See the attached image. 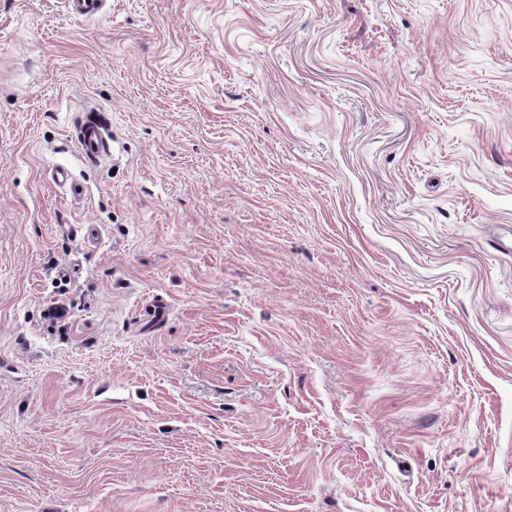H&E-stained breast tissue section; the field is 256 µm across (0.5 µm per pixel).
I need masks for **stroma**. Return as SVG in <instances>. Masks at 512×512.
<instances>
[{
    "instance_id": "35a3bbf8",
    "label": "stroma",
    "mask_w": 512,
    "mask_h": 512,
    "mask_svg": "<svg viewBox=\"0 0 512 512\" xmlns=\"http://www.w3.org/2000/svg\"><path fill=\"white\" fill-rule=\"evenodd\" d=\"M511 231L512 0H0V512H512ZM68 14L83 18H96L105 13V0H64ZM79 153L88 160H98L109 151V141L102 125L95 119L86 117L77 135Z\"/></svg>"
}]
</instances>
